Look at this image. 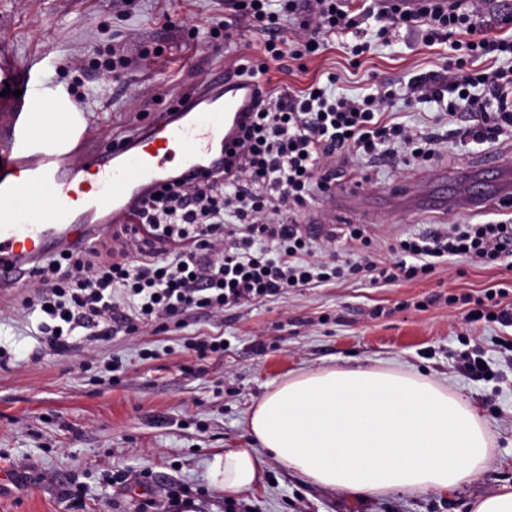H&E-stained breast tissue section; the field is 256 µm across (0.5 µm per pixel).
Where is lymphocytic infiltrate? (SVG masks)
Returning a JSON list of instances; mask_svg holds the SVG:
<instances>
[{
    "mask_svg": "<svg viewBox=\"0 0 512 512\" xmlns=\"http://www.w3.org/2000/svg\"><path fill=\"white\" fill-rule=\"evenodd\" d=\"M489 0H225L229 21L261 33L258 55L239 57L234 71L258 83L295 61L335 48L359 60L371 53L365 23L377 38L404 26L425 46L447 45L443 71L412 78L406 104L442 103L448 137L460 145L496 144L512 138V37L490 35L483 15ZM296 24V39L285 38ZM376 38V39H377ZM335 75L297 90L257 91L252 125L226 170L190 185L165 187L139 213L144 232L120 228L106 252L83 248L52 258L35 272L38 326L57 350L77 329L108 341L140 325L165 328L191 311L222 316L226 309L284 292L363 275L387 286L435 274L451 259L482 266L512 261V218L481 224H443L426 233L405 232L390 243V259H376L377 243L360 224L344 233L354 256L341 264L313 260L316 246L336 248L335 232L323 241L296 219L315 193L329 192L355 162L386 164L405 156L431 161L437 135L389 119L395 98L389 83L373 93L336 94Z\"/></svg>",
    "mask_w": 512,
    "mask_h": 512,
    "instance_id": "obj_1",
    "label": "lymphocytic infiltrate"
}]
</instances>
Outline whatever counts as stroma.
I'll return each instance as SVG.
<instances>
[{
  "instance_id": "obj_1",
  "label": "stroma",
  "mask_w": 512,
  "mask_h": 512,
  "mask_svg": "<svg viewBox=\"0 0 512 512\" xmlns=\"http://www.w3.org/2000/svg\"><path fill=\"white\" fill-rule=\"evenodd\" d=\"M169 14L171 26L160 17ZM224 0H0V60L30 67L33 81L69 101L59 64L95 57L117 42L132 63L104 87L99 73L85 81L90 134L104 149L133 126L151 123L196 83L253 54L260 40L246 25L210 38ZM196 19L197 33L183 27ZM160 54L143 55V48ZM443 64L438 50L399 29L379 43L361 66L336 49L307 59L306 71L274 74L272 83L295 89L323 73L337 76L336 91L354 97L373 91L374 79L401 88L413 76ZM396 121L445 133L444 108L405 107L395 99ZM362 192L374 209L366 223L389 259L388 243L401 232L436 224L429 212L385 207L388 194L414 182L421 169H368ZM504 289L512 308V269L463 260L414 281L377 287L345 279L287 292L213 317L191 315L185 328L153 327L111 341L78 330L72 347L55 351L40 336L38 319L22 306L24 288L0 297V512H72L68 495L81 491L79 512H139L143 500L164 502L169 488L186 489L194 512H224L223 492L210 486L207 463L228 448L252 445L251 407L288 377L326 368H395L420 374L459 393L485 420L492 452L484 474L449 493L392 491L360 498L322 487L267 459L262 483L233 495L240 512H469L475 499L512 485V326L467 319L464 297ZM455 296V304L444 295ZM197 336L223 337V357L198 360L184 348ZM484 360L472 370L466 358ZM119 360V383L103 382L105 361ZM149 472L148 485L106 484L107 465Z\"/></svg>"
}]
</instances>
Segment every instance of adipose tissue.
Segmentation results:
<instances>
[{"label": "adipose tissue", "instance_id": "ef3b65f1", "mask_svg": "<svg viewBox=\"0 0 512 512\" xmlns=\"http://www.w3.org/2000/svg\"><path fill=\"white\" fill-rule=\"evenodd\" d=\"M255 445L213 455L210 484L256 487L267 458L311 482L363 497L446 492L478 480L490 432L460 396L398 369L329 368L295 375L251 408Z\"/></svg>", "mask_w": 512, "mask_h": 512}]
</instances>
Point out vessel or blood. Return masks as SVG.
Instances as JSON below:
<instances>
[{"label":"vessel or blood","instance_id":"vessel-or-blood-1","mask_svg":"<svg viewBox=\"0 0 512 512\" xmlns=\"http://www.w3.org/2000/svg\"><path fill=\"white\" fill-rule=\"evenodd\" d=\"M255 86L220 72L172 112L101 150L84 113L43 94L0 99V292L29 279L58 252L85 247L105 224H130L145 199L172 182L223 170L252 112ZM485 195L433 197L403 188L393 201L439 213L472 212L512 195V154L489 163Z\"/></svg>","mask_w":512,"mask_h":512}]
</instances>
